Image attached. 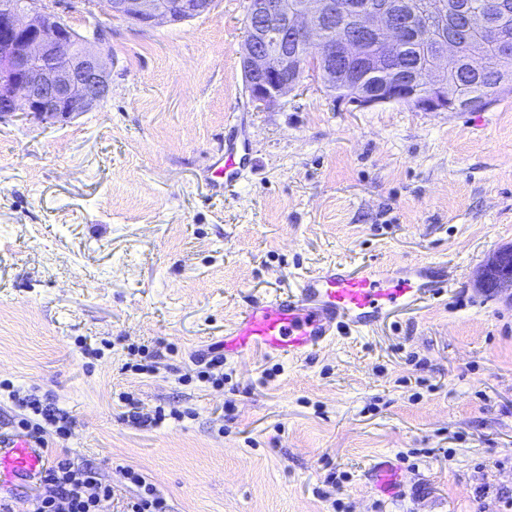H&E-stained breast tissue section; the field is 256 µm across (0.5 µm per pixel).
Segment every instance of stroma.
I'll list each match as a JSON object with an SVG mask.
<instances>
[{
  "mask_svg": "<svg viewBox=\"0 0 512 512\" xmlns=\"http://www.w3.org/2000/svg\"><path fill=\"white\" fill-rule=\"evenodd\" d=\"M246 6L145 30L100 17L105 101L0 120V382L74 415L71 458L114 490L100 512L131 497L126 466L172 512H496L512 495V300L478 276L512 246V94L479 112L360 110L308 76L262 110L240 67ZM229 138L248 160L215 193ZM371 258L443 261L458 285L301 358L225 357L223 388L182 382L247 301ZM83 338L113 348L90 362ZM141 345L154 375L125 367ZM124 391L191 416L134 427ZM384 460L391 495L374 488Z\"/></svg>",
  "mask_w": 512,
  "mask_h": 512,
  "instance_id": "stroma-1",
  "label": "stroma"
}]
</instances>
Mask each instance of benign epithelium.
<instances>
[{"label":"benign epithelium","instance_id":"7a95c632","mask_svg":"<svg viewBox=\"0 0 512 512\" xmlns=\"http://www.w3.org/2000/svg\"><path fill=\"white\" fill-rule=\"evenodd\" d=\"M419 0H247L246 37L241 62L252 100L263 109L280 104L312 73L331 90L344 86V100L360 109L407 105L420 112H459L463 103L442 62L464 73L483 64L481 46L461 43L455 19L483 32L504 54L512 52L506 29L508 5L478 11L468 0L426 15ZM214 0H69V11L100 13L149 29L180 24L211 12ZM49 0H0V119L17 112L36 119L70 118L96 108L111 93L112 47L96 26L84 35ZM423 31L427 63L401 67L379 84L368 82L375 63L370 50L385 53L407 31ZM480 283L496 292L512 291V246L497 250L482 269Z\"/></svg>","mask_w":512,"mask_h":512}]
</instances>
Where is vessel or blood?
Instances as JSON below:
<instances>
[{"label":"vessel or blood","mask_w":512,"mask_h":512,"mask_svg":"<svg viewBox=\"0 0 512 512\" xmlns=\"http://www.w3.org/2000/svg\"><path fill=\"white\" fill-rule=\"evenodd\" d=\"M242 160L234 150L218 154L213 185L236 180ZM452 280L436 264L410 276H395L371 262L357 268L335 265L304 277L292 291L247 305L224 338L227 353L263 349L295 358L332 342L342 329H368L397 308L445 295ZM45 466L42 449L25 438L0 442V487L36 478Z\"/></svg>","instance_id":"vessel-or-blood-1"}]
</instances>
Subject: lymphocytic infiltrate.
Segmentation results:
<instances>
[{
  "label": "lymphocytic infiltrate",
  "instance_id": "f902f5d3",
  "mask_svg": "<svg viewBox=\"0 0 512 512\" xmlns=\"http://www.w3.org/2000/svg\"><path fill=\"white\" fill-rule=\"evenodd\" d=\"M9 397L20 410L16 435L49 456L25 498L27 512H98L99 501L111 498L112 486L98 470L75 464L63 449V441L73 434V418L35 385L12 389Z\"/></svg>",
  "mask_w": 512,
  "mask_h": 512
}]
</instances>
